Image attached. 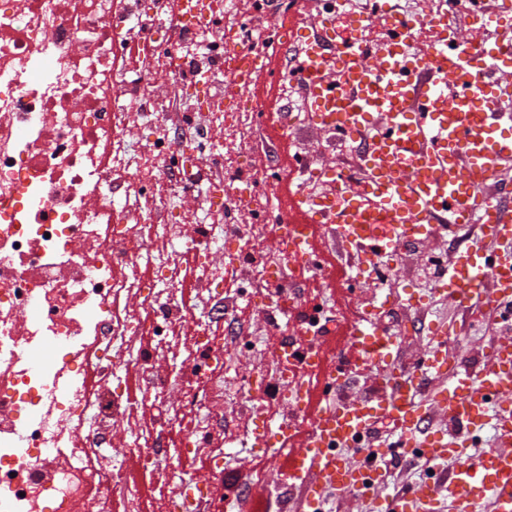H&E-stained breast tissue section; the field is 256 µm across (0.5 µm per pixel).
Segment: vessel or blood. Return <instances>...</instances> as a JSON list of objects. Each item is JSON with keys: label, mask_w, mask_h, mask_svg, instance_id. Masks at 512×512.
Returning a JSON list of instances; mask_svg holds the SVG:
<instances>
[{"label": "vessel or blood", "mask_w": 512, "mask_h": 512, "mask_svg": "<svg viewBox=\"0 0 512 512\" xmlns=\"http://www.w3.org/2000/svg\"><path fill=\"white\" fill-rule=\"evenodd\" d=\"M496 2L487 12L480 0H433V38L424 51L415 47L412 22L394 13L386 51L318 27L292 59L305 91L304 111L340 135L360 136L369 168L362 187L339 190L333 199L296 195L291 208L302 215L293 228L299 253L314 259V226L332 220L361 255L354 280L365 286L383 258L406 244L473 226L478 245L459 252L442 280L461 311L492 325L512 319V208L482 189L512 166V111L504 108L512 103V81L495 75L512 61V0ZM456 12L475 18L477 42L457 38L451 22ZM332 67L345 73V83L329 80ZM485 240L496 242L497 250L482 253ZM488 272L494 280L490 292L484 288ZM450 339V330L436 327L428 351L409 372L393 333L368 322L353 324L350 353L382 363L384 387L325 406L307 433L288 418L257 430L255 443L266 449L302 438L283 470L291 484L306 490L302 512H328L331 490L381 500L380 512H512V408L493 404L498 395L512 394V339L492 345L477 372L449 365ZM431 409L465 427L466 436L420 438ZM384 421L395 447L431 469L428 479L387 497L384 455L372 440ZM487 427L495 449L470 456L468 434ZM356 454L363 465L352 463ZM451 459L455 469L443 470Z\"/></svg>", "instance_id": "obj_1"}]
</instances>
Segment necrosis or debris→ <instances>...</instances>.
<instances>
[{"mask_svg":"<svg viewBox=\"0 0 512 512\" xmlns=\"http://www.w3.org/2000/svg\"><path fill=\"white\" fill-rule=\"evenodd\" d=\"M200 9L201 21L188 0H0V512H138L89 462L114 431L156 448L165 427L202 449L223 434L226 406L269 386L297 408L294 372L258 373L250 390L224 355L257 341L217 290L228 275L248 272L285 314L312 268L286 242L257 251L272 231L264 177L244 161L259 104L222 79L247 22L218 0ZM131 46L162 56L178 111L124 62ZM193 69L206 102L190 93ZM137 123L150 131L139 146ZM186 187L195 206L171 221L170 196ZM156 317L168 327L158 339ZM164 358L180 372L157 369ZM176 383L203 400L171 401Z\"/></svg>","mask_w":512,"mask_h":512,"instance_id":"obj_1","label":"necrosis or debris"}]
</instances>
